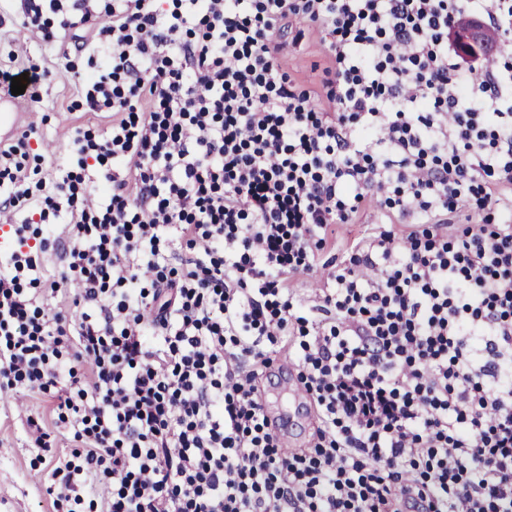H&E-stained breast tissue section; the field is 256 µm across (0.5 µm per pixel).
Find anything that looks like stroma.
Instances as JSON below:
<instances>
[{"mask_svg": "<svg viewBox=\"0 0 512 512\" xmlns=\"http://www.w3.org/2000/svg\"><path fill=\"white\" fill-rule=\"evenodd\" d=\"M71 34L63 33L46 39L42 30L24 25L19 0H0V68L19 70L35 64L44 77L36 97L11 99L19 112H32L36 127L25 140L27 169L38 170L40 177L53 173L65 155L77 126L93 123L102 129L104 118H89L82 104L80 89L86 74L92 70L88 51H76ZM326 54L318 42L292 49L288 71L300 85L320 87L325 79ZM383 211L373 203L366 204L356 223L337 227L336 241L319 251L316 264L343 263L353 237L365 227L384 228ZM51 426L50 404L41 395L21 400L0 396V512H56L53 497L42 478L70 450L58 445L46 454L32 448L27 435L29 420Z\"/></svg>", "mask_w": 512, "mask_h": 512, "instance_id": "1", "label": "stroma"}]
</instances>
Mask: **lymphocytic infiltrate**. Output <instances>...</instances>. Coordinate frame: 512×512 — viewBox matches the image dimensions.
Here are the masks:
<instances>
[{
  "label": "lymphocytic infiltrate",
  "mask_w": 512,
  "mask_h": 512,
  "mask_svg": "<svg viewBox=\"0 0 512 512\" xmlns=\"http://www.w3.org/2000/svg\"><path fill=\"white\" fill-rule=\"evenodd\" d=\"M89 2L20 7L66 30ZM465 14L512 39V0H112L81 89L110 127H76L37 196L0 148V393L53 401L54 431L28 424L33 447L72 449L49 493L90 512H512V61L449 48ZM309 36L321 92L286 71ZM368 200L405 232L353 242L304 306L289 274ZM277 344L314 417L289 451L264 409Z\"/></svg>",
  "instance_id": "lymphocytic-infiltrate-1"
}]
</instances>
